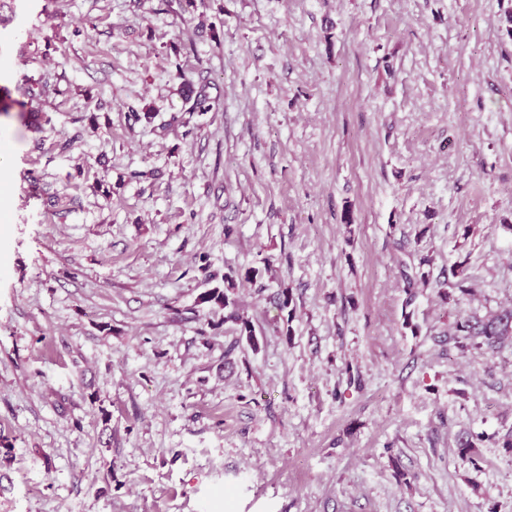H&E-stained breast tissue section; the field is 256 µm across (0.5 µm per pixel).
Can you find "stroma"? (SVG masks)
Wrapping results in <instances>:
<instances>
[{"mask_svg": "<svg viewBox=\"0 0 512 512\" xmlns=\"http://www.w3.org/2000/svg\"><path fill=\"white\" fill-rule=\"evenodd\" d=\"M0 138V512H512V0H0ZM241 274L234 270L224 274V288L219 286L210 288L204 292L199 301L201 303H213L224 308V311L230 310L224 316L226 321H233L239 326L240 336H245L247 343L254 349L258 346V338L254 326L249 320L241 318L236 312V300L232 297L233 290L236 288V280ZM456 329L472 344L492 348L500 344L505 336L512 334V311L486 320L470 316L457 322Z\"/></svg>", "mask_w": 512, "mask_h": 512, "instance_id": "obj_1", "label": "stroma"}]
</instances>
